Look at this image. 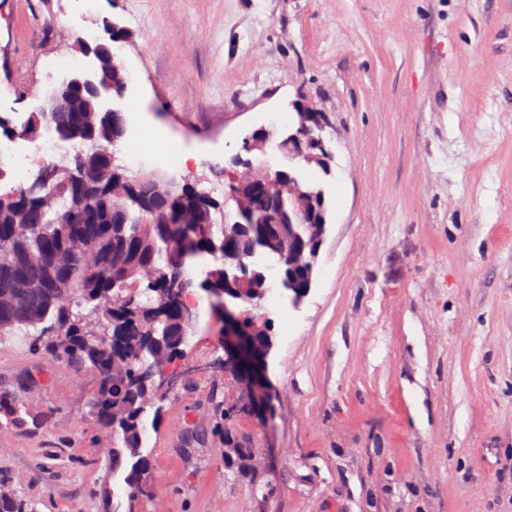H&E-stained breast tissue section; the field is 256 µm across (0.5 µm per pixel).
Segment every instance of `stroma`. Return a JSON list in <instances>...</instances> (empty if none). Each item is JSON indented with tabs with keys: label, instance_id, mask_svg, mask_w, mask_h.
Here are the masks:
<instances>
[{
	"label": "stroma",
	"instance_id": "1",
	"mask_svg": "<svg viewBox=\"0 0 512 512\" xmlns=\"http://www.w3.org/2000/svg\"><path fill=\"white\" fill-rule=\"evenodd\" d=\"M106 19L132 34L124 164L210 175L300 100L333 153L304 170L328 231L304 301L260 302L267 416L218 429L239 386L208 368L224 321L199 293L136 506L95 374L0 338V399L30 414L0 415V489L34 512H512V0H0V114L22 128ZM12 142L0 193L43 158ZM228 434L258 472L225 465Z\"/></svg>",
	"mask_w": 512,
	"mask_h": 512
}]
</instances>
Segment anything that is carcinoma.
<instances>
[{
  "mask_svg": "<svg viewBox=\"0 0 512 512\" xmlns=\"http://www.w3.org/2000/svg\"><path fill=\"white\" fill-rule=\"evenodd\" d=\"M111 43L77 38L74 51L93 57L101 73L112 72L103 88L121 99L127 75L112 44L128 37L109 20ZM71 112H34L21 135L35 138L51 129L73 142V151L41 161L31 180L0 194V336H27L31 346L97 377L93 409L112 439V468L130 462L124 482L132 499L153 490L143 454L147 426L161 422L164 392L144 380L183 354L192 328L180 319L193 288L213 299V308L233 304L239 323L258 356L266 355L272 334L254 310L268 290L273 270L280 288L303 284L288 272V253L301 250L314 233L310 224L293 225L288 237V196L271 189L252 194V212L230 216L215 188L186 179L163 194L161 175L135 172L116 157L125 130L122 112H100L95 89L72 92ZM321 143L303 146L277 169L293 178L327 213L323 188L301 175L307 155ZM210 257L197 282L188 262ZM219 419L254 415L238 399L216 409ZM224 456L251 471L258 459L224 437ZM0 512H34L19 497L0 493Z\"/></svg>",
  "mask_w": 512,
  "mask_h": 512,
  "instance_id": "cac0c4a2",
  "label": "carcinoma"
}]
</instances>
